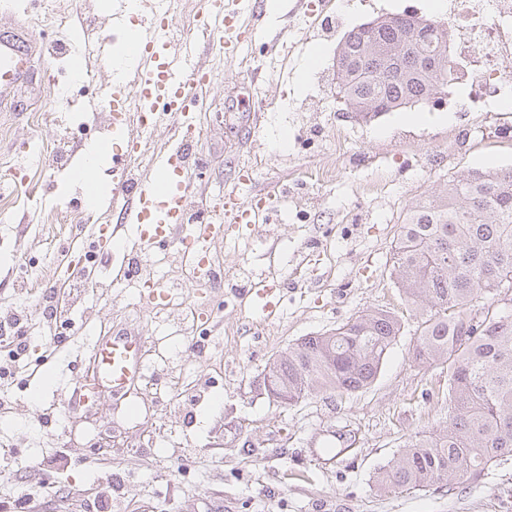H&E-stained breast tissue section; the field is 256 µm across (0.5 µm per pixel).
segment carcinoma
I'll list each match as a JSON object with an SVG mask.
<instances>
[{
	"label": "carcinoma",
	"mask_w": 512,
	"mask_h": 512,
	"mask_svg": "<svg viewBox=\"0 0 512 512\" xmlns=\"http://www.w3.org/2000/svg\"><path fill=\"white\" fill-rule=\"evenodd\" d=\"M452 40L405 14L354 28L340 56L342 91L363 117L433 100L431 60ZM397 288L420 318L413 357L448 367V420L410 442L376 479L381 491L438 486L450 491L494 463L512 460V169L472 171L406 209L394 241ZM402 318L374 310L329 333L307 336L265 369L275 401L293 405L317 392L355 393L377 377Z\"/></svg>",
	"instance_id": "obj_1"
}]
</instances>
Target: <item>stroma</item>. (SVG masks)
<instances>
[{
  "instance_id": "obj_1",
  "label": "stroma",
  "mask_w": 512,
  "mask_h": 512,
  "mask_svg": "<svg viewBox=\"0 0 512 512\" xmlns=\"http://www.w3.org/2000/svg\"><path fill=\"white\" fill-rule=\"evenodd\" d=\"M112 2L0 0V37L25 36L33 64L30 79L0 104V322L23 315L37 368L0 382V449L67 457L52 472L0 479V506L21 487L31 495L29 512H89L113 488L121 512H512V461L451 492L376 487L378 471L407 441L448 417L447 369L411 354L416 319L405 317L366 389L283 405L261 387L265 367L301 339L367 310L403 314L392 246L411 201L452 176L512 168V111L419 104L368 119L332 97L292 109L314 93L313 51L322 53L319 66L333 67L337 40L350 28L411 6L431 15L429 0H321L313 18L298 0H279L240 53L200 55L218 74L202 94L195 148L205 166L190 205L223 195L242 162L257 170L253 192L278 186L288 196L273 205L280 222L225 225L215 252L222 287H199L184 271L175 280L182 302L212 309L208 345L198 350L191 321L115 286L123 252L99 256L97 229L115 218L112 156L126 150L105 131L102 104L112 97L113 55L141 20L131 13L113 20ZM338 10L347 20L336 40H316ZM100 32L114 45L76 74L71 48ZM56 78L71 84L70 109L56 101ZM258 102L265 116L251 139L227 117ZM95 143L110 153L97 173L102 200L90 207L70 172ZM65 242L90 257L92 275L68 294L71 323L56 347L38 295L66 280L58 254ZM271 273L285 282L284 300L280 315L260 322L234 288ZM129 331L142 338L143 376L71 409L94 336Z\"/></svg>"
}]
</instances>
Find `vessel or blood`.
<instances>
[{"mask_svg":"<svg viewBox=\"0 0 512 512\" xmlns=\"http://www.w3.org/2000/svg\"><path fill=\"white\" fill-rule=\"evenodd\" d=\"M264 12L259 0H204L195 36L173 42L170 38L168 0H148L144 18L134 39L129 62L140 76V93L129 100L122 84L112 93V133L123 137L129 123V107L154 113L158 123L167 125L173 140L183 141L197 117L187 104L196 92L212 82L216 73L200 65L196 55L197 38H205L221 51L237 50L254 40ZM29 71L28 58L14 41L0 38V93L24 79ZM199 163L191 153L168 149L155 161V175L130 180L122 162H114L112 207L119 218L110 232L118 239L124 225L140 228L139 245L146 250L165 248L180 242L210 243L224 236L228 224H256L269 213L271 195L258 199L240 195L239 189L255 179L252 165L238 166L236 186L225 192L218 215L212 219H193L187 200L193 190L192 176ZM252 308L263 318L275 316L283 298L276 279L266 277L251 282L245 290ZM140 339L136 336H100L94 342L93 381L76 380L71 406L86 404L97 386L124 391L142 377L144 367L138 356Z\"/></svg>","mask_w":512,"mask_h":512,"instance_id":"b4317fda","label":"vessel or blood"}]
</instances>
